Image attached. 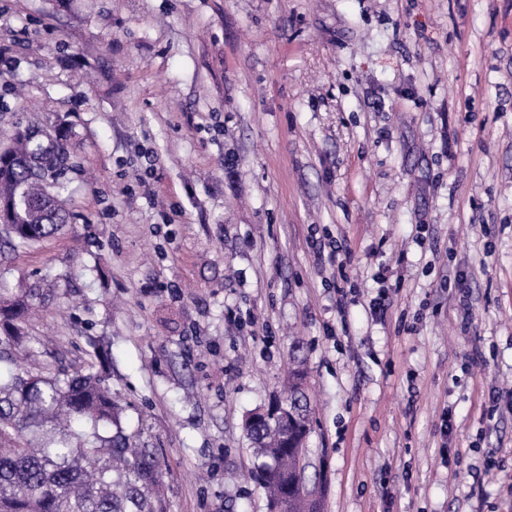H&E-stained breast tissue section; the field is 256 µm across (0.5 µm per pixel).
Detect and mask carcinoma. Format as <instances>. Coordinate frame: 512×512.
Wrapping results in <instances>:
<instances>
[{
	"label": "carcinoma",
	"instance_id": "cac0c4a2",
	"mask_svg": "<svg viewBox=\"0 0 512 512\" xmlns=\"http://www.w3.org/2000/svg\"><path fill=\"white\" fill-rule=\"evenodd\" d=\"M69 129L44 144L47 165L27 164L32 144L16 131L0 151V241L28 249L56 234L70 219L63 195L76 165L66 151ZM35 295L0 301V324L9 341L23 334ZM14 355L0 348V512H167L158 451L133 446L121 425L122 409L96 368L70 374L49 368L18 373ZM311 406L304 396L297 417L282 426L259 422L246 430L256 456L252 479L284 504L283 512H320L323 505L296 496L305 481V452Z\"/></svg>",
	"mask_w": 512,
	"mask_h": 512
}]
</instances>
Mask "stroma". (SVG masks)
<instances>
[{
  "label": "stroma",
  "mask_w": 512,
  "mask_h": 512,
  "mask_svg": "<svg viewBox=\"0 0 512 512\" xmlns=\"http://www.w3.org/2000/svg\"><path fill=\"white\" fill-rule=\"evenodd\" d=\"M29 122L75 220L0 252L17 363L106 350L168 512H267L243 422L297 357L325 512H512V0H0ZM36 294L30 291L15 296L13 299L2 302L0 299V322L8 330L9 341L15 346L23 334V325L26 322L29 310L33 305V299Z\"/></svg>",
  "instance_id": "stroma-1"
}]
</instances>
